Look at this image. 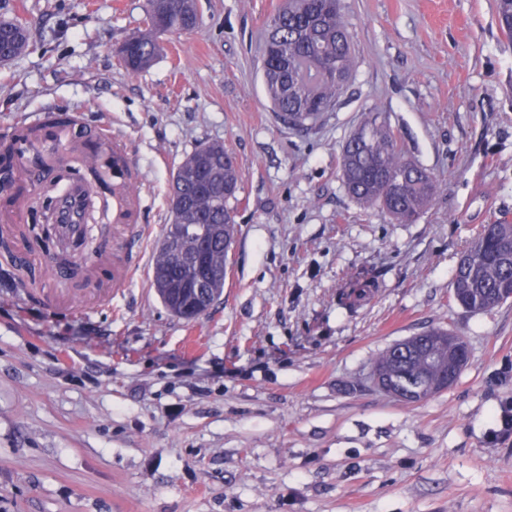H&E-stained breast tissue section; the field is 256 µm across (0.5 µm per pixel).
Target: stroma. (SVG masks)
<instances>
[{
	"instance_id": "35a3bbf8",
	"label": "stroma",
	"mask_w": 512,
	"mask_h": 512,
	"mask_svg": "<svg viewBox=\"0 0 512 512\" xmlns=\"http://www.w3.org/2000/svg\"><path fill=\"white\" fill-rule=\"evenodd\" d=\"M282 0H197L145 69L118 60L146 0H0L29 47L0 64V132L47 112L102 122L140 174L156 250L171 175L219 142L236 157L224 293L172 316L152 273L42 275L49 309L0 262V512H512V301L452 297L481 225L512 220V42L494 0H343L356 68L334 112L292 129L266 97L262 50ZM384 113L437 192L413 224L360 207L339 174L365 113ZM433 328L469 359L403 403L376 356Z\"/></svg>"
}]
</instances>
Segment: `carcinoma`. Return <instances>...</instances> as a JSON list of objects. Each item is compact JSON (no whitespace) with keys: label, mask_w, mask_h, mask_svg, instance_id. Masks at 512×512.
I'll use <instances>...</instances> for the list:
<instances>
[{"label":"carcinoma","mask_w":512,"mask_h":512,"mask_svg":"<svg viewBox=\"0 0 512 512\" xmlns=\"http://www.w3.org/2000/svg\"><path fill=\"white\" fill-rule=\"evenodd\" d=\"M500 29L512 42V0H494ZM199 16L183 21L174 8L165 14L147 0L145 28L127 44L125 67H147L158 52L156 35L196 28ZM28 44L19 23L0 21V52L19 55ZM264 84L276 118L285 126L306 128L319 121L345 93L356 66V51L341 0H283L267 28ZM19 141L0 139V177L12 179ZM340 169L348 194L365 209H379L397 224L419 217L437 190L434 175L415 163L398 134L381 112H369L346 140ZM239 191L233 154L219 142L204 143L188 153L176 169L170 192L171 224L157 250L153 283L157 295L174 316L185 318L186 289L195 286L199 269L195 254L200 230L210 239L203 263L226 270L234 240L235 216L229 201ZM454 275L453 297L463 307L480 312L512 299V222L484 224L462 253ZM448 331L434 329L416 339L405 352L390 347L380 353L373 371L396 375L412 390L425 375L436 378L428 356L448 363Z\"/></svg>","instance_id":"obj_1"}]
</instances>
